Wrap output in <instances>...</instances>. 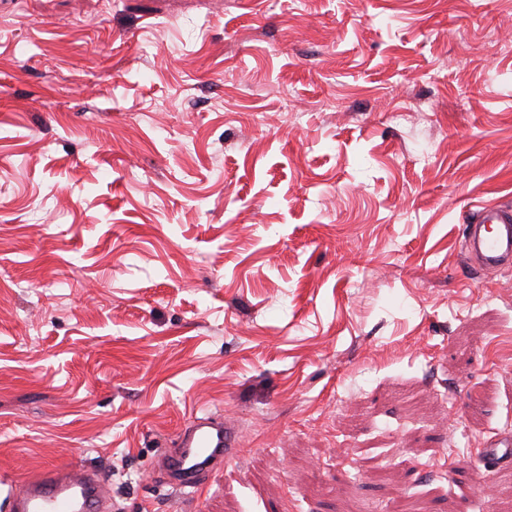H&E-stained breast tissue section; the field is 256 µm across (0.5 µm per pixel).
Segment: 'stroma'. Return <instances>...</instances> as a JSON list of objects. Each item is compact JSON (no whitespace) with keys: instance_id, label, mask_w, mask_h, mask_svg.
<instances>
[{"instance_id":"obj_1","label":"stroma","mask_w":512,"mask_h":512,"mask_svg":"<svg viewBox=\"0 0 512 512\" xmlns=\"http://www.w3.org/2000/svg\"><path fill=\"white\" fill-rule=\"evenodd\" d=\"M512 0L0 8V481L118 512H512ZM404 121L393 122L395 113ZM239 446L158 481L193 416ZM465 249L481 271L512 267V209L487 204L466 226ZM103 485L99 473L78 476L63 465L48 464L23 481L1 484L0 497L9 512H99Z\"/></svg>"}]
</instances>
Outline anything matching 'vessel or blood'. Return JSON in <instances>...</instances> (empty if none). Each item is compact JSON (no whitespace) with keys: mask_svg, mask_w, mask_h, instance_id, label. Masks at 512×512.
Returning <instances> with one entry per match:
<instances>
[{"mask_svg":"<svg viewBox=\"0 0 512 512\" xmlns=\"http://www.w3.org/2000/svg\"><path fill=\"white\" fill-rule=\"evenodd\" d=\"M465 249L479 270L512 267V208L487 204L466 226ZM233 427L212 415L194 417L179 435L180 451L172 460L167 484L193 497L212 460L235 447ZM100 474H72L68 467L48 464L32 477L0 487L8 512H100Z\"/></svg>","mask_w":512,"mask_h":512,"instance_id":"1","label":"vessel or blood"}]
</instances>
